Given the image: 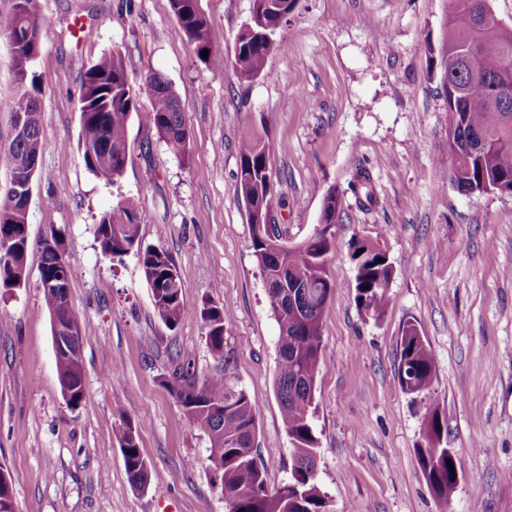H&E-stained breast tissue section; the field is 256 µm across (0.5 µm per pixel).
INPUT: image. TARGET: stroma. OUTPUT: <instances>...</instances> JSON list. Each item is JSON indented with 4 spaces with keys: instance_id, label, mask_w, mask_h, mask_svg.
Instances as JSON below:
<instances>
[{
    "instance_id": "obj_1",
    "label": "stroma",
    "mask_w": 512,
    "mask_h": 512,
    "mask_svg": "<svg viewBox=\"0 0 512 512\" xmlns=\"http://www.w3.org/2000/svg\"><path fill=\"white\" fill-rule=\"evenodd\" d=\"M47 19L35 71L44 148L28 209L37 242L59 233L69 300L84 331V399L59 384L39 253L21 287L0 289V464L16 512H228L210 445L163 385L176 351L199 370L214 363L200 310L221 308L234 369L255 404V458L268 489L291 476L293 454L275 392L279 326L236 195L239 145L271 147L289 245L312 236L323 198L342 205L323 309L316 381L317 482L327 512H512V195L460 193L448 172V112L440 55L449 0H298L253 82L232 68L235 38L253 0H201L215 49L198 58L169 0H38ZM119 49L136 97L128 160L109 184L78 147L81 78ZM173 85L190 132L176 156L146 115L151 73ZM368 171L379 206L351 190ZM139 201L143 247L168 253L182 285L180 323L156 315L137 253L102 255L100 215ZM377 242L393 266L381 318L357 308L348 242ZM425 336L435 375L410 395L398 381L406 323ZM126 417L118 419L114 411ZM438 413L459 481L447 499L429 488L417 456ZM159 486L130 484L125 423Z\"/></svg>"
}]
</instances>
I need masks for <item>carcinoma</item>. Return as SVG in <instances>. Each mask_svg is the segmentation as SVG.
Returning a JSON list of instances; mask_svg holds the SVG:
<instances>
[{"label": "carcinoma", "instance_id": "cac0c4a2", "mask_svg": "<svg viewBox=\"0 0 512 512\" xmlns=\"http://www.w3.org/2000/svg\"><path fill=\"white\" fill-rule=\"evenodd\" d=\"M200 0H169L170 9L182 27L197 56L213 51L208 20ZM469 0H449L447 48L442 55L443 95L448 104V134L461 153L448 152L450 180L460 191L496 190L500 178L512 181V79L506 84L486 81L473 75L463 61L467 43L476 44L479 71L512 73V29L502 25L493 29L472 30L466 24ZM277 11L251 18L238 34L232 67L241 82H252L262 73L266 58L277 45L283 20L294 11L297 0H275ZM6 28L13 51L15 77L24 76V88L3 102L11 115L34 112V96L40 94L33 71L35 33L28 32L24 18L14 13ZM147 83L153 98L147 118L170 149L182 158L189 151V130L179 99L167 78L152 73ZM136 110V93L128 79L122 53L114 49L103 53L84 73L80 93V131L78 144L86 168L96 177L113 183L121 177L128 157L127 124ZM98 148L95 158L89 148ZM43 149L40 117L30 120L25 139L9 144L13 157L37 160ZM370 178L361 171L351 190L362 207L375 206L378 200L368 188ZM236 191L244 202L251 229V247L266 282L269 309L279 326V349L275 390L282 420L292 444L294 464L288 482L276 491L266 487L265 470L254 457L257 422L254 405L245 386L235 374L234 348L228 341L222 311L207 302L201 310L206 329V344L215 364L200 372L187 355L174 361L164 382L185 416L207 436L210 448L222 452L219 472L221 493L229 497V512H326L316 472L314 432L315 386L321 366V316L326 295L336 287L328 279L327 264L333 245L310 237L287 246L283 234L270 235L279 208L270 176V146L260 137H249L240 145V170ZM340 196L331 188L323 200L321 220L336 223ZM19 203L0 190V237L11 238L14 259L26 265L30 245L21 235V225L11 223ZM101 253L112 259L131 251L140 254L144 277L152 290L155 313L168 326L181 320L182 288L171 285L177 274L170 256L159 250H142L139 238L138 205L128 197L104 212L96 225ZM354 262L355 303L358 309L381 317L389 305V282L393 266L385 252L357 235L348 243ZM41 279L55 273L58 257L42 243L39 251ZM83 332H78L68 352L56 357L61 387L71 391L72 400L84 396L82 364ZM400 363L406 364V377L413 381V392L429 388L435 362L430 346L421 341L416 325L407 323L401 334ZM125 426L126 445L121 447L125 470L132 486L151 485L153 474L141 453L135 428L123 411H116ZM425 447L417 455L423 473L433 479L434 494L448 497V483L454 473L448 467L450 449L443 446V425L438 414L426 420Z\"/></svg>", "mask_w": 512, "mask_h": 512}]
</instances>
